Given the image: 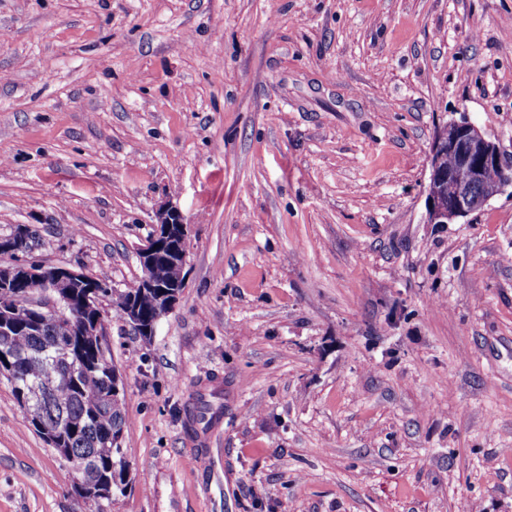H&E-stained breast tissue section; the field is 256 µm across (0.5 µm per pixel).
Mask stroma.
<instances>
[{"mask_svg":"<svg viewBox=\"0 0 512 512\" xmlns=\"http://www.w3.org/2000/svg\"><path fill=\"white\" fill-rule=\"evenodd\" d=\"M1 29L0 235L121 292L157 213L188 226L154 335L110 317L105 512H512V195L431 224L424 194L450 120L512 156V0H0ZM75 482L0 379V512H80ZM25 227H19L13 234L10 235H1L0 236V254H15L17 253L15 248V236L18 233L24 232ZM35 243V237L32 231L29 228L26 229L25 235L20 239V243L18 246V252H27L32 249ZM220 409H214L212 404L208 401L199 399L197 404L189 412V423L194 428V425H203L202 429L206 430L216 419Z\"/></svg>","mask_w":512,"mask_h":512,"instance_id":"35a3bbf8","label":"stroma"}]
</instances>
